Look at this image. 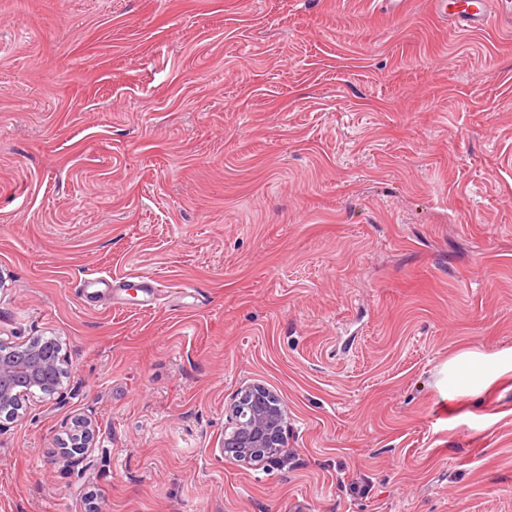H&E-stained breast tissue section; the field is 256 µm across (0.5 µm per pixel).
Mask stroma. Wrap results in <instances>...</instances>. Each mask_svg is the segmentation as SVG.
<instances>
[{
    "mask_svg": "<svg viewBox=\"0 0 512 512\" xmlns=\"http://www.w3.org/2000/svg\"><path fill=\"white\" fill-rule=\"evenodd\" d=\"M389 2L0 0V512H512V28ZM54 338L6 344L0 341V431L22 421L21 399L37 392L41 398L64 403L71 382L70 364ZM2 425V426H1ZM287 419L288 408L278 395L259 385L247 386L231 408L221 443L225 458L242 464L275 461L285 448ZM66 435L70 441V447L68 442L63 443L62 445L66 446L59 448L60 454L66 465L74 466L94 448L95 426L92 419L83 417L75 420L72 426L67 427Z\"/></svg>",
    "mask_w": 512,
    "mask_h": 512,
    "instance_id": "obj_1",
    "label": "stroma"
}]
</instances>
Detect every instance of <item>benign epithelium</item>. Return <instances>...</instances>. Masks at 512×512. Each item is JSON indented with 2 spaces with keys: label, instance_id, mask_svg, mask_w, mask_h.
<instances>
[{
  "label": "benign epithelium",
  "instance_id": "obj_1",
  "mask_svg": "<svg viewBox=\"0 0 512 512\" xmlns=\"http://www.w3.org/2000/svg\"><path fill=\"white\" fill-rule=\"evenodd\" d=\"M70 382V364L56 339L0 341V426L25 418L21 399L27 394L65 402ZM287 419L288 408L278 395L259 385L246 387L231 408L230 426L221 443L225 458L242 464L276 460L285 447ZM66 435L70 445L60 447V454L74 466L93 450L92 419L75 420Z\"/></svg>",
  "mask_w": 512,
  "mask_h": 512
}]
</instances>
